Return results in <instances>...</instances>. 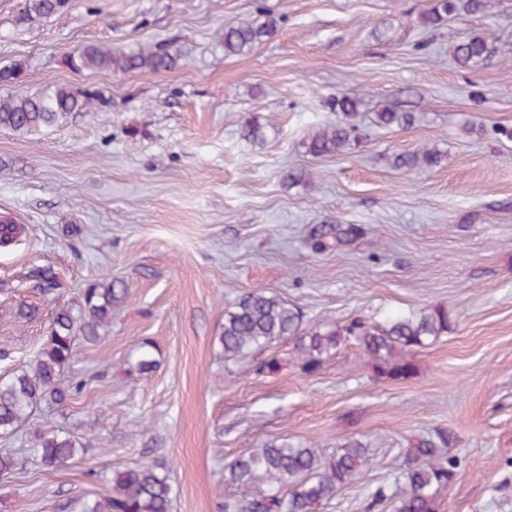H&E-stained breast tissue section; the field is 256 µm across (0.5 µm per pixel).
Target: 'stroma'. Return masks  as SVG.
I'll return each mask as SVG.
<instances>
[{"instance_id":"35a3bbf8","label":"stroma","mask_w":512,"mask_h":512,"mask_svg":"<svg viewBox=\"0 0 512 512\" xmlns=\"http://www.w3.org/2000/svg\"><path fill=\"white\" fill-rule=\"evenodd\" d=\"M432 0H68L23 28V0H0V68L27 67L0 97L47 83L105 91L106 109L41 135L0 129V217L21 224L0 247V377L41 347L52 309L78 306L89 283L127 291L111 326L79 346L86 384L62 408L43 409L0 448L16 459L0 480V512H58L103 494L114 470L164 461L173 512H216L239 487L224 465L279 437L334 451L364 438L371 461L318 512H365L401 475L409 440L451 432L460 461L438 512H512V0L436 26ZM274 18L277 31L236 56L225 28ZM486 37L490 55L462 67L453 48ZM170 71L76 72L90 44L132 51L167 44ZM359 96L361 137L315 158L308 138L335 123L333 98ZM389 104L415 115L380 128ZM257 122L264 136L244 138ZM431 146L437 165L397 170L392 155ZM304 181L284 182L288 171ZM315 224H356L340 248L313 251ZM48 265L61 288L45 297L26 279ZM265 289L298 307L307 325L372 324L428 305L451 326L415 354L409 379L378 377L355 341L305 373L291 341L225 361L224 311ZM41 307L25 321L20 303ZM148 373L130 368L142 340ZM278 359L270 373L255 363ZM64 431L86 449L43 470L35 432Z\"/></svg>"}]
</instances>
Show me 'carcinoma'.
Returning <instances> with one entry per match:
<instances>
[{"label":"carcinoma","mask_w":512,"mask_h":512,"mask_svg":"<svg viewBox=\"0 0 512 512\" xmlns=\"http://www.w3.org/2000/svg\"><path fill=\"white\" fill-rule=\"evenodd\" d=\"M68 0H24L15 18L19 26H31L61 13ZM488 7V0H434L422 19L436 25L461 12L478 14ZM276 32V23L267 18L250 20L224 30V55H238L250 50L263 37ZM488 46L484 38L472 37L455 46L454 57L461 66L482 60ZM180 55L177 48L166 46L127 52L121 48L88 45L67 61L75 71L152 72L174 68ZM111 99L98 90L48 84L35 92L20 91L0 99V129L20 135H35L46 127L58 125L71 115L95 106L106 108ZM358 100L346 95L334 99L332 109L340 115L336 123L314 134L306 149L312 156L337 155L358 139ZM412 117L385 105L374 113L381 127H407ZM439 152L422 147L410 153L392 156L395 169H412L438 163ZM23 227L3 217L0 219V245L17 241ZM363 232L354 224H317L310 231V245L322 252L336 243L344 246ZM27 278L42 295L55 294L61 284L49 266H33ZM126 297L125 289L115 280L90 283L83 290L78 309L58 308L52 312L47 335L33 361L0 380V437H8L29 424L41 406L68 405L81 390L84 380L71 374L78 344L96 342L112 324V315ZM450 316L444 306L424 308L390 319L384 326H373L354 319L340 328L323 325L303 328V316L276 294L262 289L242 294L224 311V325L219 344L224 361L251 363L256 351L281 340H291L302 355L303 369L316 372L323 357L349 338L363 348L375 373L390 380H406L416 373L412 351L424 347L448 333ZM154 346L141 343L132 368L146 373L155 368ZM453 436L436 430L412 440L403 461L402 482L393 488H378L368 508L387 501L392 512H437V495L458 474L459 463L447 455ZM37 455L42 468L53 470L67 465L79 454L83 444L69 433L37 435ZM369 462L367 446L357 438L347 440L335 452L327 454L317 445L297 444L273 439L262 447L242 454L224 467V481L243 486V497H226L218 512H317L356 480ZM78 512H172L173 487L169 468L158 462H144L136 467L116 469L112 492L95 494L65 503L61 509Z\"/></svg>","instance_id":"cac0c4a2"}]
</instances>
